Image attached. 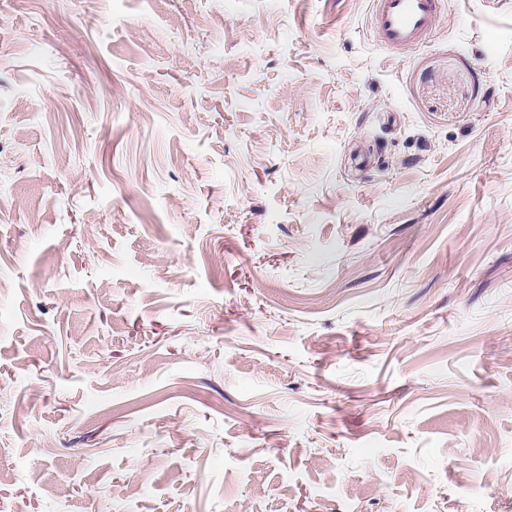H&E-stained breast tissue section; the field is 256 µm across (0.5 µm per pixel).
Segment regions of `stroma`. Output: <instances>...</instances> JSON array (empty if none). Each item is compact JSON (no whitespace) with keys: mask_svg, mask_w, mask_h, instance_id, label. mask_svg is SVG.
<instances>
[{"mask_svg":"<svg viewBox=\"0 0 512 512\" xmlns=\"http://www.w3.org/2000/svg\"><path fill=\"white\" fill-rule=\"evenodd\" d=\"M0 0V512H512V0ZM439 17L438 0H376L371 29L389 47L415 49L435 29Z\"/></svg>","mask_w":512,"mask_h":512,"instance_id":"obj_1","label":"stroma"}]
</instances>
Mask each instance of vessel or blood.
Instances as JSON below:
<instances>
[{
  "label": "vessel or blood",
  "mask_w": 512,
  "mask_h": 512,
  "mask_svg": "<svg viewBox=\"0 0 512 512\" xmlns=\"http://www.w3.org/2000/svg\"><path fill=\"white\" fill-rule=\"evenodd\" d=\"M439 17L438 0H376L371 29L387 46L414 49L425 42Z\"/></svg>",
  "instance_id": "vessel-or-blood-1"
}]
</instances>
